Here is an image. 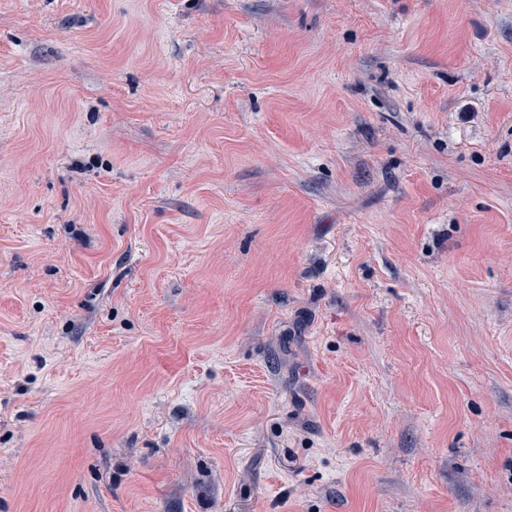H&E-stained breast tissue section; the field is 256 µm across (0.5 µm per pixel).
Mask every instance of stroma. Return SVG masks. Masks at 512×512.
Listing matches in <instances>:
<instances>
[{
    "mask_svg": "<svg viewBox=\"0 0 512 512\" xmlns=\"http://www.w3.org/2000/svg\"><path fill=\"white\" fill-rule=\"evenodd\" d=\"M0 512H512V0H0Z\"/></svg>",
    "mask_w": 512,
    "mask_h": 512,
    "instance_id": "stroma-1",
    "label": "stroma"
}]
</instances>
